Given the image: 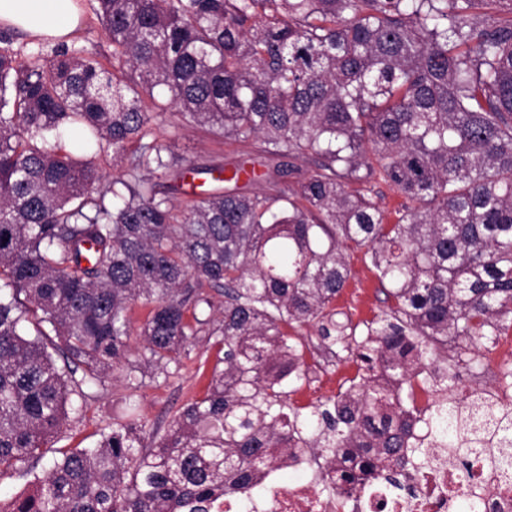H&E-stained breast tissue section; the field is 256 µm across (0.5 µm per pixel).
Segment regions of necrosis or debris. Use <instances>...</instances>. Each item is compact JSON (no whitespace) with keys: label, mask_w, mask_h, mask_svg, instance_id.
I'll use <instances>...</instances> for the list:
<instances>
[{"label":"necrosis or debris","mask_w":512,"mask_h":512,"mask_svg":"<svg viewBox=\"0 0 512 512\" xmlns=\"http://www.w3.org/2000/svg\"><path fill=\"white\" fill-rule=\"evenodd\" d=\"M416 439L426 454L408 473L407 489L390 492L366 477L329 492L307 479L283 487L271 473L237 495L212 500L205 512H461L467 502L474 512H512V478L491 464L487 449L454 455L426 428Z\"/></svg>","instance_id":"necrosis-or-debris-1"}]
</instances>
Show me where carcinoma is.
I'll use <instances>...</instances> for the list:
<instances>
[{
	"instance_id": "1",
	"label": "carcinoma",
	"mask_w": 512,
	"mask_h": 512,
	"mask_svg": "<svg viewBox=\"0 0 512 512\" xmlns=\"http://www.w3.org/2000/svg\"><path fill=\"white\" fill-rule=\"evenodd\" d=\"M491 3L512 13V0H95L112 72L65 44L24 62L0 36V476L58 453L0 512H198L292 446L338 484L355 479L352 456L400 486L424 454L412 376L439 392L462 368L482 378V352L512 330V18L480 13ZM172 108L276 162L275 192L188 194L189 174L272 173L237 163L227 177L148 140ZM73 125L112 150V185L94 157L49 144ZM379 183L403 198L391 224ZM349 243L395 300L361 326L335 306ZM310 327L363 373L308 412L288 396L312 382L298 357ZM202 336L221 337L224 367L155 447H137L135 420L94 448L52 449L71 396L122 367L136 388L144 367L167 376ZM478 433L512 478V419L479 401L445 443L463 454Z\"/></svg>"
}]
</instances>
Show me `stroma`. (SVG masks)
I'll return each mask as SVG.
<instances>
[{
  "instance_id": "1",
  "label": "stroma",
  "mask_w": 512,
  "mask_h": 512,
  "mask_svg": "<svg viewBox=\"0 0 512 512\" xmlns=\"http://www.w3.org/2000/svg\"><path fill=\"white\" fill-rule=\"evenodd\" d=\"M82 23L71 40L83 54L94 55L104 67L112 65V43L94 12V0H79ZM154 132L159 144L199 164H231L242 160L238 146L187 125L167 113L158 118ZM351 277L336 300L337 310L353 321L373 319L388 309L390 302L371 267L365 248L347 251ZM218 358L217 345L202 341L193 346L181 369L167 380L146 381L129 389L123 371H115L103 384L87 387L86 398H72L68 418L53 445L57 448H92L103 432L127 412L147 421L150 428L165 433L172 417L186 404L201 398Z\"/></svg>"
}]
</instances>
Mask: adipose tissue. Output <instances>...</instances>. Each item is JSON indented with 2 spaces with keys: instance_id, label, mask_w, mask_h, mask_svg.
<instances>
[{
  "instance_id": "1",
  "label": "adipose tissue",
  "mask_w": 512,
  "mask_h": 512,
  "mask_svg": "<svg viewBox=\"0 0 512 512\" xmlns=\"http://www.w3.org/2000/svg\"><path fill=\"white\" fill-rule=\"evenodd\" d=\"M78 0H0V26L69 41L80 25Z\"/></svg>"
}]
</instances>
